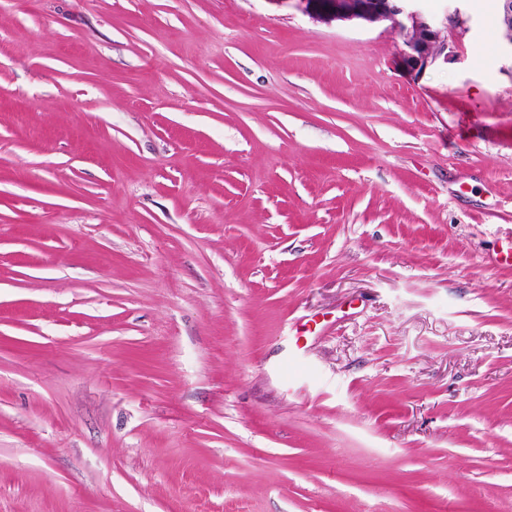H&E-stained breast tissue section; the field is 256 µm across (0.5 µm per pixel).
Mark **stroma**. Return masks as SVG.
<instances>
[{"instance_id": "obj_1", "label": "stroma", "mask_w": 512, "mask_h": 512, "mask_svg": "<svg viewBox=\"0 0 512 512\" xmlns=\"http://www.w3.org/2000/svg\"><path fill=\"white\" fill-rule=\"evenodd\" d=\"M422 7L416 73L299 0H0V512H512V46Z\"/></svg>"}]
</instances>
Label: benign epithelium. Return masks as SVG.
Listing matches in <instances>:
<instances>
[{
    "label": "benign epithelium",
    "instance_id": "obj_1",
    "mask_svg": "<svg viewBox=\"0 0 512 512\" xmlns=\"http://www.w3.org/2000/svg\"><path fill=\"white\" fill-rule=\"evenodd\" d=\"M303 10L326 22L387 25L403 38L402 61L417 73L438 59L448 60L444 19L427 14L422 0H300ZM504 37L512 45V0H497Z\"/></svg>",
    "mask_w": 512,
    "mask_h": 512
}]
</instances>
